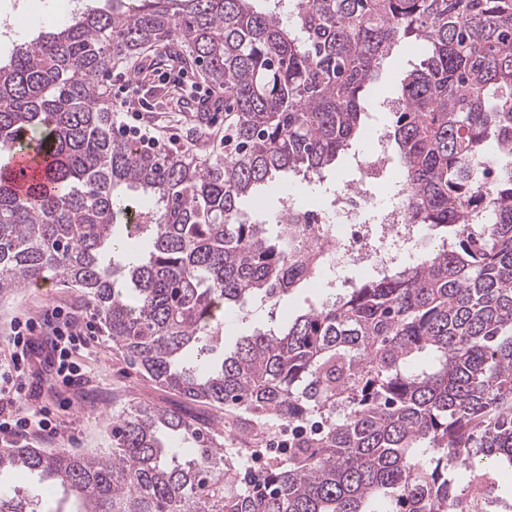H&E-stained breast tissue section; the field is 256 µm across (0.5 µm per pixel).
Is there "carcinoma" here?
I'll use <instances>...</instances> for the list:
<instances>
[{"label": "carcinoma", "mask_w": 512, "mask_h": 512, "mask_svg": "<svg viewBox=\"0 0 512 512\" xmlns=\"http://www.w3.org/2000/svg\"><path fill=\"white\" fill-rule=\"evenodd\" d=\"M0 62V155L49 160L22 192L0 172V290L77 289L113 347L235 431L131 404L112 451L1 448L63 491L56 512H480L512 499V0H101ZM425 48L389 134L419 260L255 329L214 366L224 315L320 277L278 223L241 204L278 173L318 177L364 128L400 42ZM177 45L224 91V154L161 156L114 128L100 77ZM480 157L495 169L482 189ZM288 455L253 478L234 442ZM0 512H42L0 492Z\"/></svg>", "instance_id": "1"}]
</instances>
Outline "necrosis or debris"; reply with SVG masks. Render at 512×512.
Listing matches in <instances>:
<instances>
[{
    "instance_id": "4bbe7bcc",
    "label": "necrosis or debris",
    "mask_w": 512,
    "mask_h": 512,
    "mask_svg": "<svg viewBox=\"0 0 512 512\" xmlns=\"http://www.w3.org/2000/svg\"><path fill=\"white\" fill-rule=\"evenodd\" d=\"M367 140L366 153L356 161L360 179L337 192L329 210L306 211L290 193L281 199V214L295 219L290 227L294 252L315 255L328 274L340 275L370 260L383 273L417 252L420 228L406 219L403 180L392 178V202L384 207L377 206L367 188L372 179L390 176L388 139L371 129Z\"/></svg>"
}]
</instances>
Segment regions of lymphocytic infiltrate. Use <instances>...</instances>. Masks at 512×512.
Listing matches in <instances>:
<instances>
[{"label": "lymphocytic infiltrate", "mask_w": 512, "mask_h": 512, "mask_svg": "<svg viewBox=\"0 0 512 512\" xmlns=\"http://www.w3.org/2000/svg\"><path fill=\"white\" fill-rule=\"evenodd\" d=\"M51 332V349L44 360L48 374L67 387L82 384L83 369L75 356L89 346L84 328L72 313L56 307L40 319L16 321L9 336L12 352L0 362V435L18 437L32 433L56 435L43 408L28 404L26 380L31 371L30 354L40 347L39 337Z\"/></svg>", "instance_id": "1"}]
</instances>
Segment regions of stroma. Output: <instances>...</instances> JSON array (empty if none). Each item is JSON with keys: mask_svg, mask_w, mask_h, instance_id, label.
Returning <instances> with one entry per match:
<instances>
[{"mask_svg": "<svg viewBox=\"0 0 512 512\" xmlns=\"http://www.w3.org/2000/svg\"><path fill=\"white\" fill-rule=\"evenodd\" d=\"M90 0H0V20L17 19L12 38L0 37V58H7L15 42L34 36L40 27L66 25L72 13L89 4ZM178 48L168 54L145 51L139 68L147 76L135 93L131 105L142 109L144 121L140 131L147 136L162 132L164 127L176 126L181 131L180 143L198 157L220 152L216 136L224 129L223 120L199 123L188 109L191 94L201 82L194 66L174 65L180 57ZM417 58L404 47H396L385 60L377 81L370 87L368 99L373 104V122L378 129H386L393 121L389 110L378 108V100L397 98L401 79ZM353 178L350 155L342 156L335 169L326 171L323 179L307 183L290 173L281 174L279 181L293 193L307 210L319 211L327 204L336 188ZM71 308L87 322L96 317L75 289L63 286L53 279L24 288L0 292V360L8 357V336L16 320L39 317L52 306ZM80 361L86 371L82 386L68 388L60 384L39 388V406L45 407L48 418L60 431L59 437L30 435L22 439L0 438V448L19 444L51 452L66 449L75 453L99 454L112 446V425L118 412L131 403H145L160 409L176 410L197 424L218 430L230 429L235 420L231 411L183 400L145 378L119 351L102 330H95L90 338V349Z\"/></svg>", "mask_w": 512, "mask_h": 512, "instance_id": "stroma-1", "label": "stroma"}]
</instances>
